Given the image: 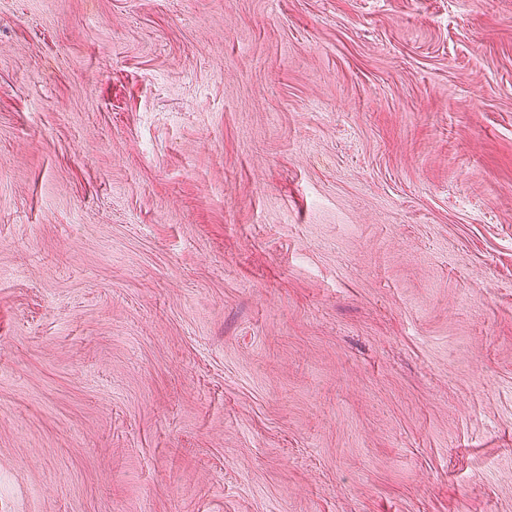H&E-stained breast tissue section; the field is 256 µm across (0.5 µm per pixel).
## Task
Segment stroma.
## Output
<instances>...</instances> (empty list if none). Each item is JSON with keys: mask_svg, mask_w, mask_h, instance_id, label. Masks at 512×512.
<instances>
[{"mask_svg": "<svg viewBox=\"0 0 512 512\" xmlns=\"http://www.w3.org/2000/svg\"><path fill=\"white\" fill-rule=\"evenodd\" d=\"M0 512H512V0H0Z\"/></svg>", "mask_w": 512, "mask_h": 512, "instance_id": "35a3bbf8", "label": "stroma"}]
</instances>
